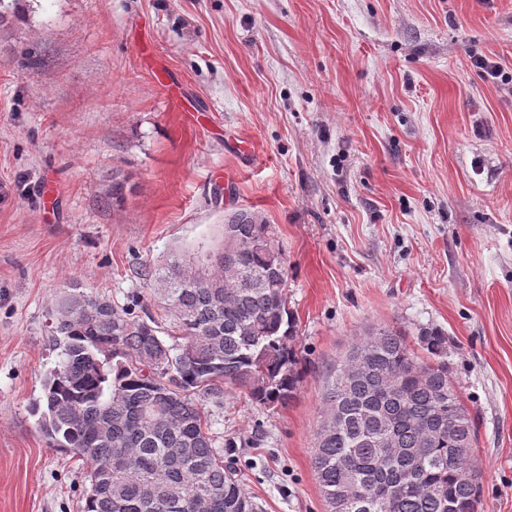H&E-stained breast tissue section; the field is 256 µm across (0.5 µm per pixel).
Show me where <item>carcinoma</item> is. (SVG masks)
Here are the masks:
<instances>
[{
  "mask_svg": "<svg viewBox=\"0 0 512 512\" xmlns=\"http://www.w3.org/2000/svg\"><path fill=\"white\" fill-rule=\"evenodd\" d=\"M149 276L168 334L144 306L79 290L55 301L61 354L34 405L40 431L88 465L84 512H196L197 501L263 512L203 401L227 387L265 406L293 397L288 266L272 225L235 212L219 246L175 251ZM414 340L374 328L336 364L312 456L325 512H477L478 423L448 376V336L421 328Z\"/></svg>",
  "mask_w": 512,
  "mask_h": 512,
  "instance_id": "carcinoma-1",
  "label": "carcinoma"
}]
</instances>
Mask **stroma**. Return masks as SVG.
<instances>
[{"label":"stroma","instance_id":"obj_1","mask_svg":"<svg viewBox=\"0 0 512 512\" xmlns=\"http://www.w3.org/2000/svg\"><path fill=\"white\" fill-rule=\"evenodd\" d=\"M497 61L487 79L470 54ZM126 179L123 205L113 178ZM247 209L288 258L285 406L204 402L264 512H324L313 438L369 328L448 335L478 512H512V0H14L0 23V512H82L32 412L78 286L162 322L146 265Z\"/></svg>","mask_w":512,"mask_h":512}]
</instances>
